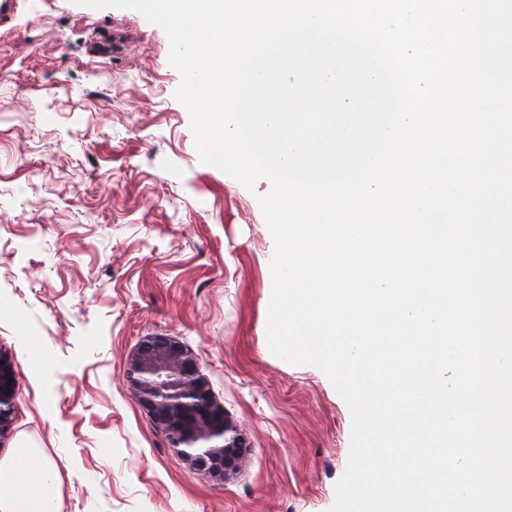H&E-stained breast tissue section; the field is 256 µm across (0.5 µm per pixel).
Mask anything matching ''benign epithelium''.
<instances>
[{
    "mask_svg": "<svg viewBox=\"0 0 512 512\" xmlns=\"http://www.w3.org/2000/svg\"><path fill=\"white\" fill-rule=\"evenodd\" d=\"M138 405L170 447L203 475L224 481L238 472L249 442L212 393L199 358L172 336L141 341L125 370ZM18 384L13 363L0 355V433L12 422Z\"/></svg>",
    "mask_w": 512,
    "mask_h": 512,
    "instance_id": "7a95c632",
    "label": "benign epithelium"
}]
</instances>
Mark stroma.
<instances>
[{"mask_svg": "<svg viewBox=\"0 0 512 512\" xmlns=\"http://www.w3.org/2000/svg\"><path fill=\"white\" fill-rule=\"evenodd\" d=\"M169 50L142 14L74 0H20L0 24V353L19 385L0 459L42 448L59 512H330L352 415L268 345L272 184L201 162ZM155 333L192 349L249 439L229 479L193 470L132 398L127 360Z\"/></svg>", "mask_w": 512, "mask_h": 512, "instance_id": "1", "label": "stroma"}]
</instances>
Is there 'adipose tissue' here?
Returning <instances> with one entry per match:
<instances>
[{
    "label": "adipose tissue",
    "instance_id": "ef3b65f1",
    "mask_svg": "<svg viewBox=\"0 0 512 512\" xmlns=\"http://www.w3.org/2000/svg\"><path fill=\"white\" fill-rule=\"evenodd\" d=\"M57 472L38 445L23 440L10 460L0 461V512H58Z\"/></svg>",
    "mask_w": 512,
    "mask_h": 512
}]
</instances>
